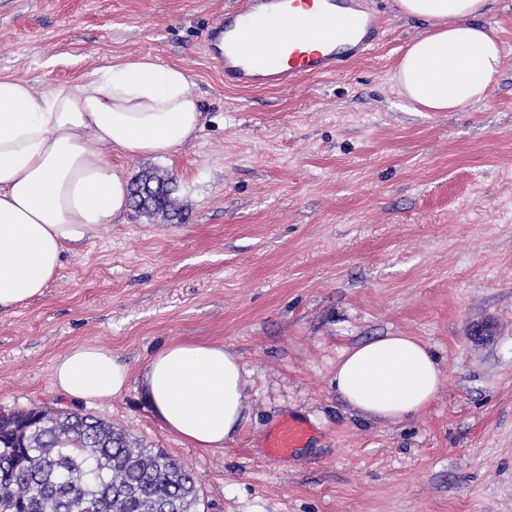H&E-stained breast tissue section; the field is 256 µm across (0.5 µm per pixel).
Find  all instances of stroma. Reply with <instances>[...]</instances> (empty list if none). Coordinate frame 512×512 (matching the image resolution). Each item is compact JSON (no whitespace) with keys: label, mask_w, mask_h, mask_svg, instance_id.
I'll use <instances>...</instances> for the list:
<instances>
[{"label":"stroma","mask_w":512,"mask_h":512,"mask_svg":"<svg viewBox=\"0 0 512 512\" xmlns=\"http://www.w3.org/2000/svg\"><path fill=\"white\" fill-rule=\"evenodd\" d=\"M237 0H0V74L43 91L124 56L183 67L205 121L174 154L106 158L171 176L185 223L126 211L66 258L42 296L0 312V407L82 410L164 449L205 512H512V0H491L503 63L485 102L404 109L391 76L427 23L395 0L371 51L294 88L235 89L207 27ZM488 322L491 336L475 338ZM419 337L444 382L399 422L353 412L331 384L345 349ZM220 342L249 375L245 418L204 450L162 428L139 375L172 342ZM133 378L80 400L52 383L72 345ZM305 448L272 456L288 418ZM312 429L301 419L288 418L268 437L267 448L274 456H288L294 448H304Z\"/></svg>","instance_id":"1"}]
</instances>
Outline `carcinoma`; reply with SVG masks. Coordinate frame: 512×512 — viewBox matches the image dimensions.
<instances>
[{
	"label": "carcinoma",
	"mask_w": 512,
	"mask_h": 512,
	"mask_svg": "<svg viewBox=\"0 0 512 512\" xmlns=\"http://www.w3.org/2000/svg\"><path fill=\"white\" fill-rule=\"evenodd\" d=\"M173 178L150 170L130 185L132 209L185 219ZM20 411L0 428V512H201L191 472L91 414L63 410L51 423Z\"/></svg>",
	"instance_id": "carcinoma-1"
}]
</instances>
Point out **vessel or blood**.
Listing matches in <instances>:
<instances>
[{"label": "vessel or blood", "instance_id": "vessel-or-blood-1", "mask_svg": "<svg viewBox=\"0 0 512 512\" xmlns=\"http://www.w3.org/2000/svg\"><path fill=\"white\" fill-rule=\"evenodd\" d=\"M351 0H240L225 10L207 29L203 50L224 77L225 86L238 89H290L300 79L335 73L338 67L367 53L380 39L381 22L368 13L360 14L354 27L339 43L318 50L303 46L298 36L306 10L315 8L327 21H335L337 8H351ZM280 23V40L287 52L277 53L264 63L251 60L247 45L254 31ZM310 425L300 419L283 421L268 437L272 455L281 457L304 447Z\"/></svg>", "mask_w": 512, "mask_h": 512}]
</instances>
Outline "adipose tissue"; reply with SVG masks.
<instances>
[{
    "label": "adipose tissue",
    "mask_w": 512,
    "mask_h": 512,
    "mask_svg": "<svg viewBox=\"0 0 512 512\" xmlns=\"http://www.w3.org/2000/svg\"><path fill=\"white\" fill-rule=\"evenodd\" d=\"M403 15L431 28L400 56L392 79L417 112H454L486 100L502 65L494 28L480 24L489 0H396ZM192 80L151 55L94 70L81 82L39 92L0 76V309L42 295L67 253L129 205L112 151L129 159L174 153L201 130ZM248 372L215 342L172 343L141 375L146 401L163 428L196 448L223 447L244 419ZM53 384L74 399L116 396L128 366L92 344L70 347L53 366ZM444 373L429 346L391 334L345 349L332 383L355 411L401 421L436 398Z\"/></svg>",
    "instance_id": "ef3b65f1"
}]
</instances>
